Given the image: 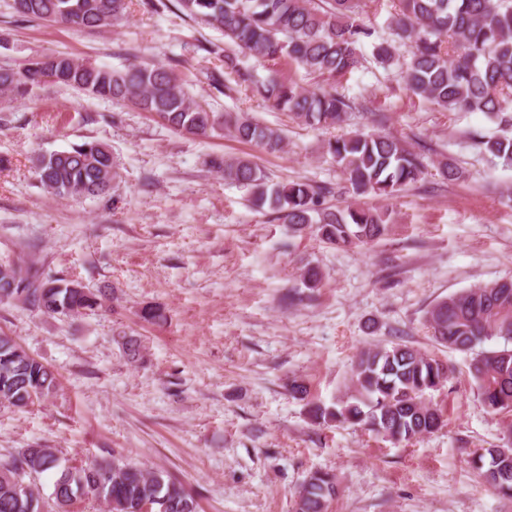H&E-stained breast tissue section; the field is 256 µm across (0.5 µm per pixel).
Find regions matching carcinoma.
I'll use <instances>...</instances> for the list:
<instances>
[{"mask_svg":"<svg viewBox=\"0 0 512 512\" xmlns=\"http://www.w3.org/2000/svg\"><path fill=\"white\" fill-rule=\"evenodd\" d=\"M380 0H178L186 17L224 34L235 50L212 47L219 61L210 78L220 92L244 87L256 92L296 123L313 129L342 127L352 105L334 83L357 71L363 48L372 46L383 68L398 67L407 88L446 112H480L497 133H468L471 145L512 166V0H397L388 26L394 39L376 40L366 20ZM13 12L84 30L121 20L127 0H12ZM277 64L284 61L329 79L312 89L291 80L258 78L241 56ZM94 97L129 103L156 114L178 132L200 137L229 134L269 154L285 148L282 130L247 113L218 116L184 89V78L161 62L130 64L122 70L76 60L65 53L40 56L23 64L0 63V93L25 98L49 81ZM340 168L337 187L288 180L272 184L247 157L217 163L224 179L249 189L252 202L269 206L275 219L296 237L311 236L339 249L368 246L391 230V213L370 206L369 197L390 200L424 180L425 152L395 136L355 131L325 141ZM33 167L40 185L60 198L100 197L118 177L110 148L85 140L64 151L38 153ZM442 181L466 177L456 159L437 162ZM21 301L48 314L72 316L103 307L102 294L77 279L44 274L35 265L0 258V303ZM436 344L476 352L470 373L481 405L490 414L512 412V277L452 293L425 312ZM495 340L501 346L476 351ZM453 366L403 343L367 347L351 369L353 394L331 405L311 408L315 423L362 427L393 443L424 438L444 427L432 402L453 376ZM58 386V377L0 330V403L25 409ZM478 479L503 497H512V448H482L474 453ZM53 472L56 512L86 499L102 501L109 512H197L184 486L163 471H147L121 458L63 465L53 448H24L0 458V512H42L39 494L23 477ZM338 486L333 475L315 471L300 483L295 512H327Z\"/></svg>","mask_w":512,"mask_h":512,"instance_id":"1","label":"carcinoma"}]
</instances>
